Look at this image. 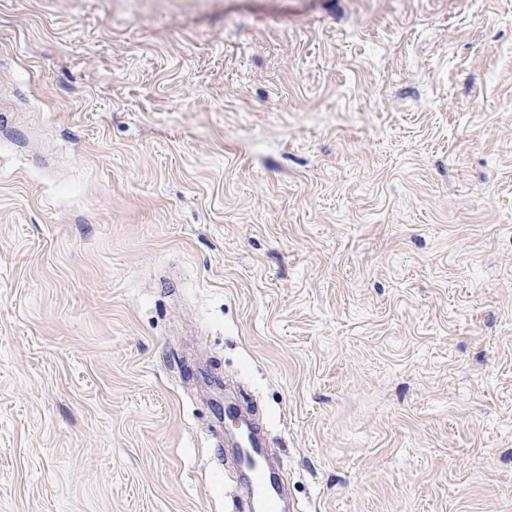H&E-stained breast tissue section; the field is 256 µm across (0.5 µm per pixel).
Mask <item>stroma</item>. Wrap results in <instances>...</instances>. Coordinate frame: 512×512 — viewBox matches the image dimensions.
I'll return each mask as SVG.
<instances>
[{
    "instance_id": "35a3bbf8",
    "label": "stroma",
    "mask_w": 512,
    "mask_h": 512,
    "mask_svg": "<svg viewBox=\"0 0 512 512\" xmlns=\"http://www.w3.org/2000/svg\"><path fill=\"white\" fill-rule=\"evenodd\" d=\"M0 512H512V0H0ZM238 447L234 449L235 462L251 475L250 482L246 484L249 503L256 495L262 503V512L282 511L281 487L275 481L272 486L266 478V445L260 430L251 426Z\"/></svg>"
}]
</instances>
